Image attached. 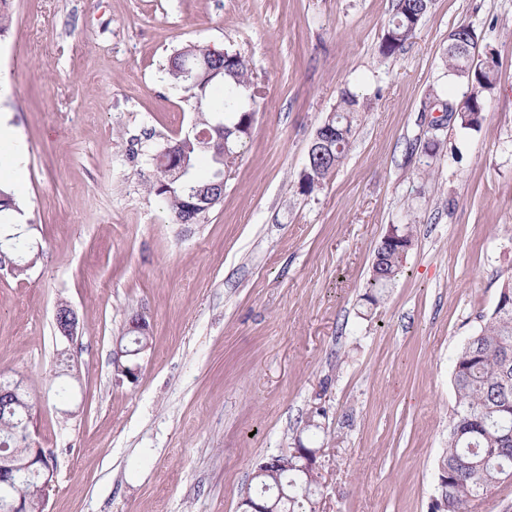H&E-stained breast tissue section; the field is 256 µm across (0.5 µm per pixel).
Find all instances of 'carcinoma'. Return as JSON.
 <instances>
[{
    "mask_svg": "<svg viewBox=\"0 0 512 512\" xmlns=\"http://www.w3.org/2000/svg\"><path fill=\"white\" fill-rule=\"evenodd\" d=\"M431 0H396L395 12L384 29L380 52L385 57L404 50L427 13ZM475 30L468 25L456 27L455 41L463 48H449L444 65L448 73L475 88L462 106L458 107L437 94L428 96L422 111L443 109L448 117L463 128H478L485 112L486 96L496 85L495 70L473 67L472 37ZM206 60L212 70L224 71L222 81H203L184 88L183 70L190 64ZM168 78L183 89L192 103L194 122L199 130L211 132V139L197 142L190 138L173 141L174 160L158 159L154 179L148 182L149 193L158 197L177 224H197L205 214L198 207L197 197L189 192L196 187L204 193L221 194L218 172L224 169V141H229L230 153L238 154L249 138L255 120L256 95L248 67L242 56L233 51L223 56L201 44H188L168 59ZM360 102L352 93L342 94L331 117L339 131L336 142L320 154L307 158L301 188L305 192L333 173L346 158L354 133ZM222 124L230 131L228 139L212 132ZM21 213L14 194L0 183V220L9 221L13 213ZM393 236L399 240L375 252L367 283V301L378 302V295L403 272L412 236L407 228H396ZM34 248L27 237L12 239L10 258L23 257L17 263L14 276L27 274L24 268L31 260ZM453 382L456 405L448 432V448L439 460L438 485L431 512H469V506L507 480H512V306L495 307L488 323L461 346L453 362ZM4 453L22 454L28 444L15 425L14 414L0 410V444ZM280 464L255 471V497L264 500L267 512H316L320 493L318 474H306L295 465L293 457L276 456ZM37 483L31 481L10 490L22 498L32 510L37 507Z\"/></svg>",
    "mask_w": 512,
    "mask_h": 512,
    "instance_id": "carcinoma-1",
    "label": "carcinoma"
}]
</instances>
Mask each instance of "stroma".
I'll return each mask as SVG.
<instances>
[{"label":"stroma","instance_id":"1","mask_svg":"<svg viewBox=\"0 0 512 512\" xmlns=\"http://www.w3.org/2000/svg\"><path fill=\"white\" fill-rule=\"evenodd\" d=\"M396 0H12L0 121L38 258L0 271V379L35 400L56 459L46 512H237L263 459L320 449L319 512H430L455 407L452 359L512 278V0H432L403 52ZM472 26L498 79L479 129L448 122L427 160L420 104L462 102L448 34ZM189 43L241 54L262 95L224 198L176 224L147 190L194 119L170 84ZM365 102L343 164L300 181L342 93ZM412 231L377 305L374 252ZM67 302L73 342L54 327ZM149 326L136 381L113 352ZM80 380L53 389L62 362ZM0 142L7 143L11 148L12 160L11 169L16 177H20L25 170L26 166V152L20 141L14 136H7V133L2 130V123L0 122Z\"/></svg>","mask_w":512,"mask_h":512}]
</instances>
